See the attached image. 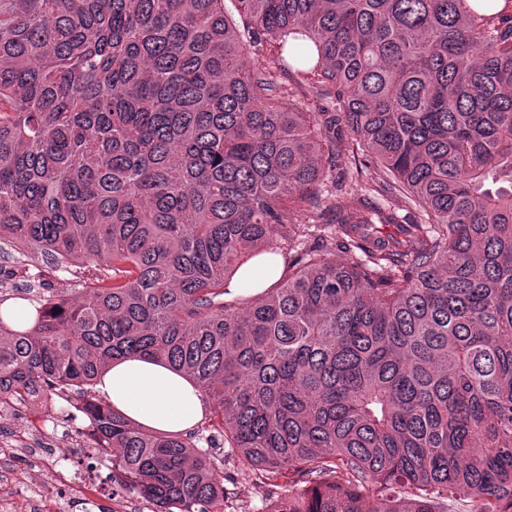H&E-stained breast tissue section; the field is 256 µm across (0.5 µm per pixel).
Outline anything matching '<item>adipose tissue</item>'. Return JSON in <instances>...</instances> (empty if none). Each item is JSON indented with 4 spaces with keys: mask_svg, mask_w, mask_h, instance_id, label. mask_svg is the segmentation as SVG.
Masks as SVG:
<instances>
[{
    "mask_svg": "<svg viewBox=\"0 0 512 512\" xmlns=\"http://www.w3.org/2000/svg\"><path fill=\"white\" fill-rule=\"evenodd\" d=\"M95 388L114 409L149 431L188 432L208 408L188 377L142 355L114 361Z\"/></svg>",
    "mask_w": 512,
    "mask_h": 512,
    "instance_id": "1",
    "label": "adipose tissue"
}]
</instances>
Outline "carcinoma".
<instances>
[{
  "label": "carcinoma",
  "instance_id": "carcinoma-1",
  "mask_svg": "<svg viewBox=\"0 0 512 512\" xmlns=\"http://www.w3.org/2000/svg\"><path fill=\"white\" fill-rule=\"evenodd\" d=\"M230 2L0 0V246L83 259L0 317V399L75 393L160 512L224 504L215 448L303 478L271 512H512V12ZM271 43L327 123L283 105ZM336 122L405 215L336 199ZM265 255L278 280L225 299ZM131 354L211 414L150 433L97 399ZM273 260L276 261V268H277L276 273L273 276H270L268 278H265L263 280L258 281L255 284V286H254L255 289L252 291V293L256 294V293L261 292L264 288H268L270 286V284L272 282H274L275 279L277 278V275H278V273L280 271V268H281V264H280V261L277 260L276 258H268V257L258 258V259L253 260L251 263L245 265L240 270V272L237 275V277L230 283L229 288H230V290L232 292L231 296H235V295H238L240 293H243L242 290H240V288H242V285H241V279H240L239 275H244L245 278H248L250 276L249 269L252 267V265L254 263H256L257 261H273Z\"/></svg>",
  "mask_w": 512,
  "mask_h": 512
}]
</instances>
